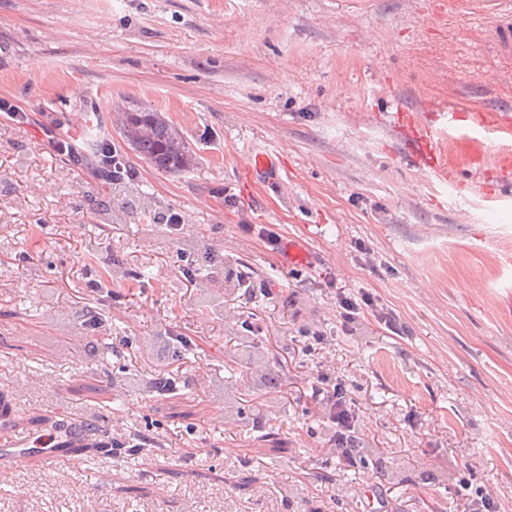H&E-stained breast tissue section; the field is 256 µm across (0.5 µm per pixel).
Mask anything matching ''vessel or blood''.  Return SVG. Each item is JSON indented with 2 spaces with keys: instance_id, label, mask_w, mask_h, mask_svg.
Returning <instances> with one entry per match:
<instances>
[{
  "instance_id": "1",
  "label": "vessel or blood",
  "mask_w": 512,
  "mask_h": 512,
  "mask_svg": "<svg viewBox=\"0 0 512 512\" xmlns=\"http://www.w3.org/2000/svg\"><path fill=\"white\" fill-rule=\"evenodd\" d=\"M472 119L476 127L495 133L512 134L511 104L502 105L496 113L491 115L473 114ZM397 122L406 135V144L413 166L422 171L432 172L442 179H450L451 173L446 158L441 152L442 129L422 121L415 112L398 113ZM27 445V440L19 436L0 443L1 481L11 479L27 454Z\"/></svg>"
}]
</instances>
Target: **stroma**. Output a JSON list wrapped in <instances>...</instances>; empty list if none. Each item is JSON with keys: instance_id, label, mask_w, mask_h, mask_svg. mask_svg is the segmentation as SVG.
Listing matches in <instances>:
<instances>
[{"instance_id": "1", "label": "stroma", "mask_w": 512, "mask_h": 512, "mask_svg": "<svg viewBox=\"0 0 512 512\" xmlns=\"http://www.w3.org/2000/svg\"><path fill=\"white\" fill-rule=\"evenodd\" d=\"M502 23L471 0H0V98L30 118L0 114V439L87 446L64 481L30 453L0 512H361L376 485L391 512H463L465 479L512 512V137L453 123L450 183L395 117L512 102ZM133 106L192 169L122 140L108 114ZM93 138L132 178L95 175ZM257 153L272 180H246ZM340 287L401 332L342 329ZM326 360L360 408L350 466L311 398Z\"/></svg>"}]
</instances>
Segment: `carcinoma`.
Segmentation results:
<instances>
[{"mask_svg":"<svg viewBox=\"0 0 512 512\" xmlns=\"http://www.w3.org/2000/svg\"><path fill=\"white\" fill-rule=\"evenodd\" d=\"M110 122L126 144L157 169L180 174L194 166L195 158L183 134L161 113L146 109L114 112Z\"/></svg>","mask_w":512,"mask_h":512,"instance_id":"1","label":"carcinoma"}]
</instances>
